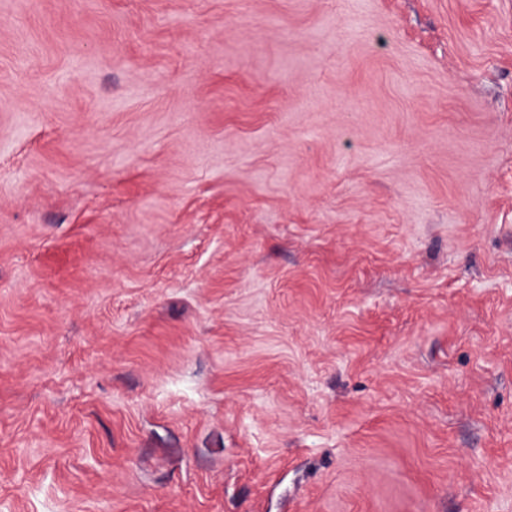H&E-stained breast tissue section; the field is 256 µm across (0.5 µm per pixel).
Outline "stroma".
<instances>
[{"label":"stroma","instance_id":"stroma-1","mask_svg":"<svg viewBox=\"0 0 512 512\" xmlns=\"http://www.w3.org/2000/svg\"><path fill=\"white\" fill-rule=\"evenodd\" d=\"M0 512H512V0H0Z\"/></svg>","mask_w":512,"mask_h":512}]
</instances>
